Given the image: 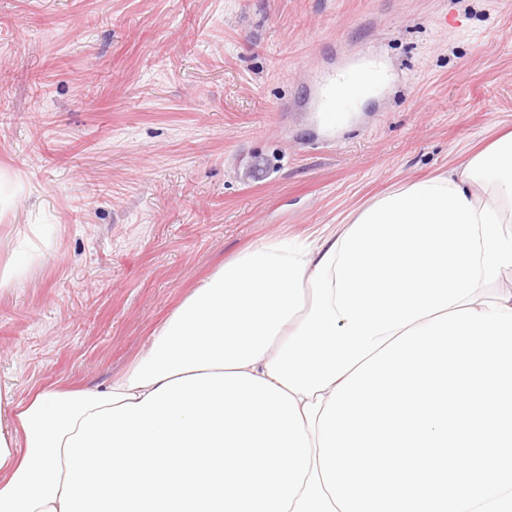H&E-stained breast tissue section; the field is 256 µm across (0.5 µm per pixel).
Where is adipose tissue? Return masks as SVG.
Listing matches in <instances>:
<instances>
[{"mask_svg": "<svg viewBox=\"0 0 512 512\" xmlns=\"http://www.w3.org/2000/svg\"><path fill=\"white\" fill-rule=\"evenodd\" d=\"M512 270V132L205 278L109 384L0 388V512H340L318 419L362 362Z\"/></svg>", "mask_w": 512, "mask_h": 512, "instance_id": "ef3b65f1", "label": "adipose tissue"}]
</instances>
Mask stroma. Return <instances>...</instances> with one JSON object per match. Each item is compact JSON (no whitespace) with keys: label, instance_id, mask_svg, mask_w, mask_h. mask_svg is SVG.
<instances>
[{"label":"stroma","instance_id":"35a3bbf8","mask_svg":"<svg viewBox=\"0 0 512 512\" xmlns=\"http://www.w3.org/2000/svg\"><path fill=\"white\" fill-rule=\"evenodd\" d=\"M384 86L328 125L312 63ZM512 131V0H0V383L111 381L204 278Z\"/></svg>","mask_w":512,"mask_h":512}]
</instances>
